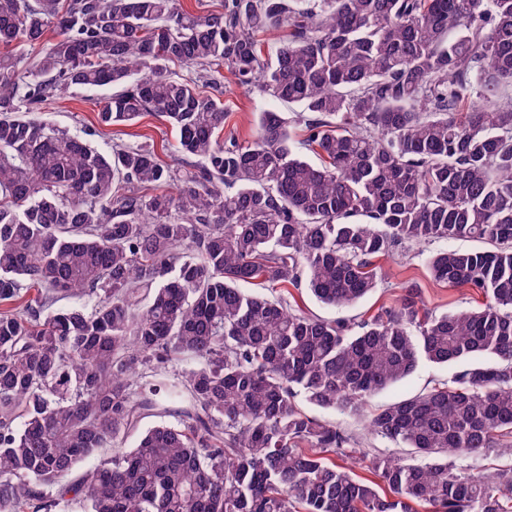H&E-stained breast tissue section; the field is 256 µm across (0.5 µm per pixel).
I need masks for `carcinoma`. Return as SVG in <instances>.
Returning a JSON list of instances; mask_svg holds the SVG:
<instances>
[{
    "label": "carcinoma",
    "mask_w": 512,
    "mask_h": 512,
    "mask_svg": "<svg viewBox=\"0 0 512 512\" xmlns=\"http://www.w3.org/2000/svg\"><path fill=\"white\" fill-rule=\"evenodd\" d=\"M226 71L301 104L305 138L264 110L252 142H224ZM72 86L118 88L103 124L164 117L194 164L104 154L31 116ZM511 87L512 0H0V512H512V468L456 463L512 456ZM457 238L492 248L439 249L430 276L482 308L433 315L411 285L324 320L241 288L304 281L348 308L375 258ZM56 295L80 303L51 310ZM422 359L460 369L369 419L421 461L373 457L378 484L336 464L353 438L295 398L358 414ZM148 411L169 421L124 449ZM464 472L474 477H487L501 469L512 467V457L503 456L491 448L471 454L460 463Z\"/></svg>",
    "instance_id": "obj_1"
}]
</instances>
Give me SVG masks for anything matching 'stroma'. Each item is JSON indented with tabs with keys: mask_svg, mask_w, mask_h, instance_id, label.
<instances>
[{
	"mask_svg": "<svg viewBox=\"0 0 512 512\" xmlns=\"http://www.w3.org/2000/svg\"><path fill=\"white\" fill-rule=\"evenodd\" d=\"M112 93L113 90L109 87L73 88L64 96L44 105L38 115L55 127L80 136L101 152H110L113 144L117 142L128 146L148 145L154 148L161 162H171L175 137L163 117L147 112L132 126L113 127L100 124L98 113ZM223 100L228 112L224 133L242 144L252 141L259 112L266 109L274 110L292 119L300 111L298 105L278 101L259 87L241 85L229 74L224 77ZM440 247L441 244L437 241L406 243L393 254L379 258L382 278L377 288L348 309L341 310L323 305L303 286L281 288L277 294L286 298L296 308L329 320L341 317L369 318L381 309L395 306L403 288L410 283L418 285L427 307L438 314L471 308L483 303V295L475 289L451 287L432 281L427 271L426 260ZM454 372L455 369L451 366L443 368L425 360L420 361L410 377L377 393L370 400L368 408L373 411L414 396L430 389L435 383L449 380ZM302 409L308 416L334 423L357 437L365 458L358 462L356 473L360 477L371 478L368 457L388 450L390 444L368 434L364 416L326 410L307 403L303 404Z\"/></svg>",
	"mask_w": 512,
	"mask_h": 512,
	"instance_id": "1",
	"label": "stroma"
}]
</instances>
